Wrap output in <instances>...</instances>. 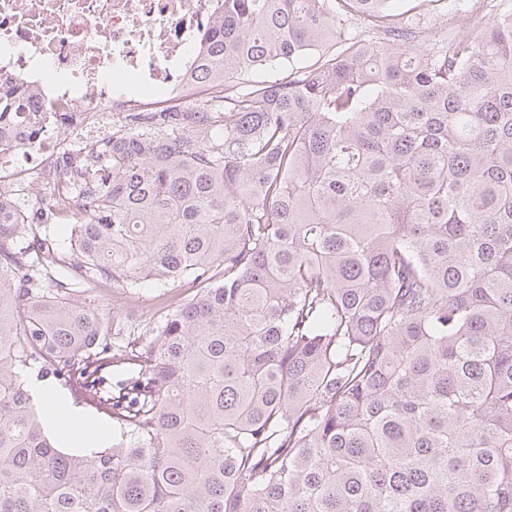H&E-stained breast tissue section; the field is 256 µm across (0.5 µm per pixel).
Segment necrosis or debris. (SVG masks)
Listing matches in <instances>:
<instances>
[{"label":"necrosis or debris","mask_w":512,"mask_h":512,"mask_svg":"<svg viewBox=\"0 0 512 512\" xmlns=\"http://www.w3.org/2000/svg\"><path fill=\"white\" fill-rule=\"evenodd\" d=\"M223 17L224 0H0V82L31 91L0 181L64 180L74 146L110 145L113 124L171 109Z\"/></svg>","instance_id":"4bbe7bcc"}]
</instances>
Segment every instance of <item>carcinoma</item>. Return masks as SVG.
Masks as SVG:
<instances>
[{
	"label": "carcinoma",
	"mask_w": 512,
	"mask_h": 512,
	"mask_svg": "<svg viewBox=\"0 0 512 512\" xmlns=\"http://www.w3.org/2000/svg\"><path fill=\"white\" fill-rule=\"evenodd\" d=\"M394 2L224 0L209 94L41 220L0 186V512H512V0L430 44L459 0ZM149 279L160 314L96 302ZM34 377L112 445L55 447ZM422 22L429 38L438 37L450 28L455 31H467L466 17L464 14H459L453 19L448 17L446 21L444 16H438V14L433 13L424 18Z\"/></svg>",
	"instance_id": "carcinoma-1"
}]
</instances>
